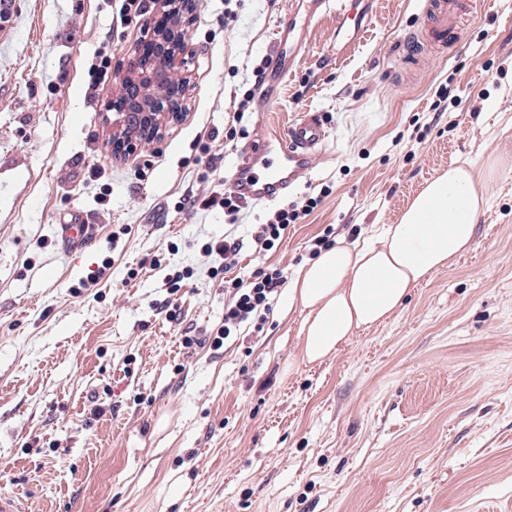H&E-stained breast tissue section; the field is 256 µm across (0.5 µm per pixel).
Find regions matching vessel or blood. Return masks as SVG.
I'll return each mask as SVG.
<instances>
[{"instance_id":"vessel-or-blood-1","label":"vessel or blood","mask_w":512,"mask_h":512,"mask_svg":"<svg viewBox=\"0 0 512 512\" xmlns=\"http://www.w3.org/2000/svg\"><path fill=\"white\" fill-rule=\"evenodd\" d=\"M362 0H343L338 19L350 20V27H339L345 42H352L369 20L368 8ZM304 18L289 15L278 22L274 30L273 53L276 67L270 80H280L296 63L305 46L304 30L311 27L333 3V0H307ZM486 5V0H424L420 9L421 31L408 36L409 47L404 56L406 67L417 66L426 51L443 47L448 36H462L461 15H474ZM327 133L315 114L305 112L284 130L250 141L240 152L232 181L234 193L243 201L263 205L279 201L297 185L309 181L312 156L325 142ZM92 229L89 216L61 227V236L77 246L85 241Z\"/></svg>"}]
</instances>
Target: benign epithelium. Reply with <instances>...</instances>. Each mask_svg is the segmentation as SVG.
I'll list each match as a JSON object with an SVG mask.
<instances>
[{"mask_svg": "<svg viewBox=\"0 0 512 512\" xmlns=\"http://www.w3.org/2000/svg\"><path fill=\"white\" fill-rule=\"evenodd\" d=\"M195 0H155L156 10L144 21L142 37L129 49L128 68L122 78L138 92L125 94L108 105L112 146L132 151L154 140L162 123L179 117L184 81L175 73L195 56L182 15Z\"/></svg>", "mask_w": 512, "mask_h": 512, "instance_id": "1", "label": "benign epithelium"}]
</instances>
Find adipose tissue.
Segmentation results:
<instances>
[{"mask_svg":"<svg viewBox=\"0 0 512 512\" xmlns=\"http://www.w3.org/2000/svg\"><path fill=\"white\" fill-rule=\"evenodd\" d=\"M485 203L470 169L452 164L424 182L376 241L322 251L291 284L305 313L302 362H323L356 331L386 321L412 288L468 251Z\"/></svg>","mask_w":512,"mask_h":512,"instance_id":"obj_1","label":"adipose tissue"}]
</instances>
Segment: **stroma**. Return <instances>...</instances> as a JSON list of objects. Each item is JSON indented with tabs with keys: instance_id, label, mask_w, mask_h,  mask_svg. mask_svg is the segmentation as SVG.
Masks as SVG:
<instances>
[{
	"instance_id": "stroma-1",
	"label": "stroma",
	"mask_w": 512,
	"mask_h": 512,
	"mask_svg": "<svg viewBox=\"0 0 512 512\" xmlns=\"http://www.w3.org/2000/svg\"><path fill=\"white\" fill-rule=\"evenodd\" d=\"M288 2L196 0L181 115L118 156L105 107L142 18L123 0L5 4L0 491L32 512H512V0H489L463 43L411 70L418 0H371L348 49L327 14L263 108ZM104 43L112 75L94 86ZM304 112L328 133L287 198L307 214L277 249L244 244L231 275L277 265L292 279L314 238L377 239L452 163L470 165L487 200L466 254L311 365L286 289L262 336L211 347L225 266L201 254L230 229L202 199L230 187L263 126ZM77 212L95 230L72 250L59 227ZM122 224L130 234L109 249ZM106 259L98 286L79 287Z\"/></svg>"
}]
</instances>
